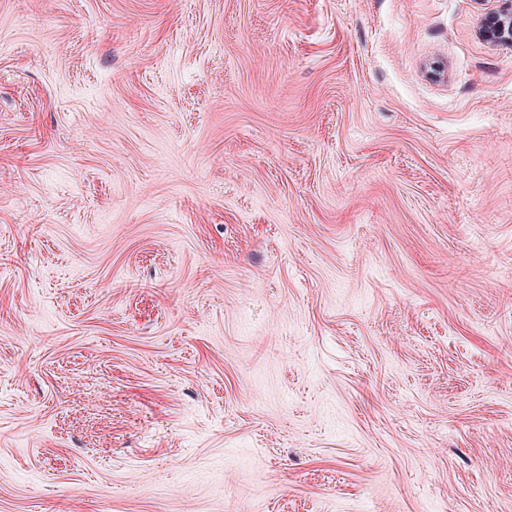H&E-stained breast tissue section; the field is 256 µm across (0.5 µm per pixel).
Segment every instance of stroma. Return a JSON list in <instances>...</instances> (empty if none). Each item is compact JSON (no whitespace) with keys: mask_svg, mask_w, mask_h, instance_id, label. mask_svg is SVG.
<instances>
[{"mask_svg":"<svg viewBox=\"0 0 512 512\" xmlns=\"http://www.w3.org/2000/svg\"><path fill=\"white\" fill-rule=\"evenodd\" d=\"M484 12L0 0V512H512Z\"/></svg>","mask_w":512,"mask_h":512,"instance_id":"35a3bbf8","label":"stroma"}]
</instances>
